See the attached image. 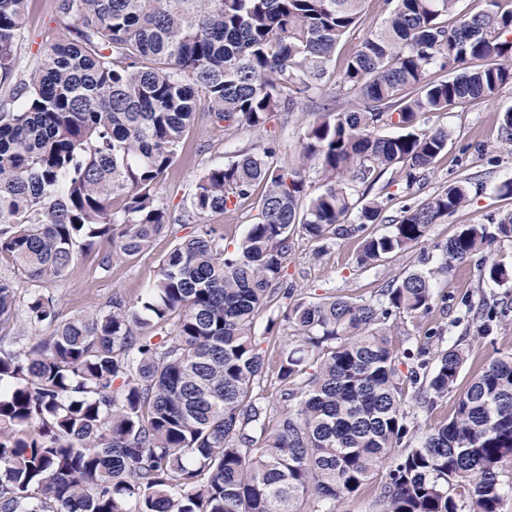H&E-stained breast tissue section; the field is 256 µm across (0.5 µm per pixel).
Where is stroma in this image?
<instances>
[{
    "label": "stroma",
    "instance_id": "1",
    "mask_svg": "<svg viewBox=\"0 0 512 512\" xmlns=\"http://www.w3.org/2000/svg\"><path fill=\"white\" fill-rule=\"evenodd\" d=\"M386 18L383 0H365L356 26L342 39L336 50L337 58L351 54L364 37L379 28ZM64 23L57 11V0H29L28 12L17 52L16 76L30 78L43 49L56 41ZM345 99L333 83L302 99L294 112L272 115L263 133L241 127L198 124L176 164L164 174L158 185L159 196L178 212L186 204L187 194L200 174L209 166L223 163L244 151H256L272 143L280 160H294L298 140L316 113L344 108ZM512 107V84H506L490 99L466 100L445 112L420 116L418 132L436 127L447 128L448 148L416 181H406L402 166L386 172L385 182L377 183L373 195L379 196L388 217L400 215L432 194L462 178H470L469 203L449 215L446 221L432 225L427 237L405 253L391 256L370 268L356 264L360 250L359 238L316 240L303 230H295L286 261L288 284L297 293L314 297L338 293L353 299H368L394 279L415 269L438 266L439 247L452 237L462 224H494L503 213L512 210V198L500 195L499 185L512 179V146L502 141L500 114ZM259 213V198L251 196L235 211L210 216V223L224 232L226 247H234L255 223ZM196 223L174 225L171 232L161 234L146 253L132 259L113 262L109 274H102L95 262L83 260L62 281L49 286L48 291L62 317L84 314L119 293L135 300L144 297L156 280L161 262L177 238L193 236ZM498 262L512 268V241H496L491 248L454 264L441 276L440 297L429 318L416 321L407 316L391 318L392 345L403 351L415 342L425 343L429 352L457 345L465 348L468 360L465 376L478 372L492 358L512 353V281L497 285L483 280L485 264ZM486 298L500 303L506 310L493 323L490 335L477 334L464 320L466 299ZM266 318H259L257 339L265 356L266 371L261 390L269 400H278L280 382L277 361L282 351L297 344L296 331L281 322L273 332H266Z\"/></svg>",
    "mask_w": 512,
    "mask_h": 512
}]
</instances>
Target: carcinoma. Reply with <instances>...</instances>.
<instances>
[{
    "label": "carcinoma",
    "mask_w": 512,
    "mask_h": 512,
    "mask_svg": "<svg viewBox=\"0 0 512 512\" xmlns=\"http://www.w3.org/2000/svg\"><path fill=\"white\" fill-rule=\"evenodd\" d=\"M364 2L58 0L71 24L0 112V263L11 268L0 274V512H340L384 467L380 512H501L512 354L460 389L461 348L399 356L389 320L427 316L438 276L512 239V211L491 228L461 225L437 267L371 300L299 298L283 271L298 225L315 239L363 236L367 268L467 205L468 177L395 219L367 195L391 167L414 179L447 150L448 129L418 133V115L512 83V0H485L453 26L443 17L460 0H384L383 25L337 73L360 105L316 113L298 162L269 145L213 165L178 217L156 192L199 119L261 131L319 89ZM27 5L0 0V85L15 74ZM436 64L448 78H427ZM309 169L322 191L305 204ZM258 188L261 218L234 250L202 225L136 303L114 295L62 319L42 292L98 238L112 241L97 257L108 273L169 225L232 212ZM483 277L500 285L512 273L493 262ZM272 306L300 342L279 359V410L257 391L256 322ZM21 310L50 334L18 332ZM497 315L485 300L466 304L480 332ZM455 390L453 415L411 441L406 403L431 413Z\"/></svg>",
    "instance_id": "obj_1"
}]
</instances>
